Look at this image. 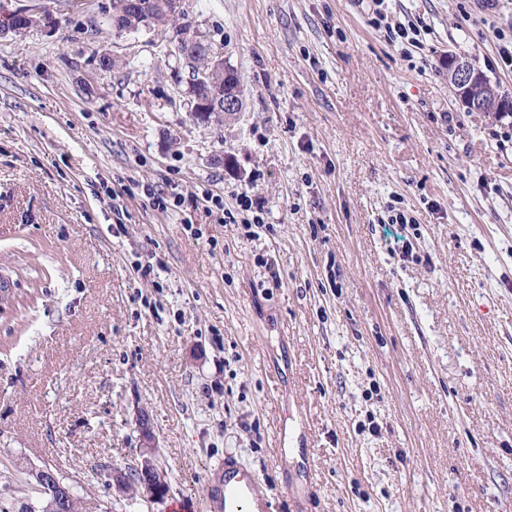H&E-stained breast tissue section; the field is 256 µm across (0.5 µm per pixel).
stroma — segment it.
<instances>
[{
  "label": "stroma",
  "mask_w": 512,
  "mask_h": 512,
  "mask_svg": "<svg viewBox=\"0 0 512 512\" xmlns=\"http://www.w3.org/2000/svg\"><path fill=\"white\" fill-rule=\"evenodd\" d=\"M111 4L0 0L54 20L0 36L16 503L48 461L98 512H176L232 454L309 512H512V126L456 100L447 60L512 96V0H386L388 23L430 28L419 48L368 0H176L166 26L122 32ZM187 36L237 72L236 116L192 114ZM208 193L252 199L259 238ZM141 411L161 500L94 471L145 456ZM388 41L395 43L401 42L402 44L407 43L413 47L419 48L422 46L423 35H429L430 30L421 23V29L414 24H408L407 26L403 23H394V25H388L386 28ZM421 38V40H420ZM142 194L145 202L151 208L161 212H167L172 207H180L183 202L180 197L174 196L171 204L172 197L159 193L149 185L142 186Z\"/></svg>",
  "instance_id": "obj_1"
}]
</instances>
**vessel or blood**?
Returning <instances> with one entry per match:
<instances>
[{
  "mask_svg": "<svg viewBox=\"0 0 512 512\" xmlns=\"http://www.w3.org/2000/svg\"><path fill=\"white\" fill-rule=\"evenodd\" d=\"M207 512H306L303 499L277 504L258 486V480L239 458L225 456L210 473L205 502Z\"/></svg>",
  "mask_w": 512,
  "mask_h": 512,
  "instance_id": "b4317fda",
  "label": "vessel or blood"
}]
</instances>
